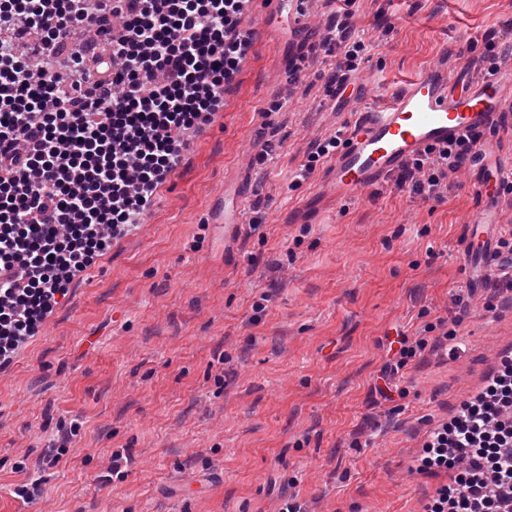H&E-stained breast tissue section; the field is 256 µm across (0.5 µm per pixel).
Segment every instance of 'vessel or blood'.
Wrapping results in <instances>:
<instances>
[{
    "label": "vessel or blood",
    "instance_id": "b4317fda",
    "mask_svg": "<svg viewBox=\"0 0 512 512\" xmlns=\"http://www.w3.org/2000/svg\"><path fill=\"white\" fill-rule=\"evenodd\" d=\"M510 99L512 71L474 77L463 70L452 79L447 64L430 66L406 80L385 107L358 113L319 179L320 199L339 204L356 198L384 185L430 149L511 129ZM496 163L486 142L468 163L481 179V204L466 225L462 250L466 283L472 288L483 287L493 274L501 195L482 173Z\"/></svg>",
    "mask_w": 512,
    "mask_h": 512
}]
</instances>
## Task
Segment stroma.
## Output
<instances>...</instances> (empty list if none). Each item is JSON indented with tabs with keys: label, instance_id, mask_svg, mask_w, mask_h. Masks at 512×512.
Masks as SVG:
<instances>
[{
	"label": "stroma",
	"instance_id": "obj_1",
	"mask_svg": "<svg viewBox=\"0 0 512 512\" xmlns=\"http://www.w3.org/2000/svg\"><path fill=\"white\" fill-rule=\"evenodd\" d=\"M369 78L337 111L320 55L297 88L287 7L262 26L224 107L178 130L182 163L139 225L72 280L0 369V512L43 454L37 512H425L452 472L420 467L428 434L512 349V299L464 282L462 242L480 197L467 168L440 197L389 182L298 223L328 158L311 143L401 83L497 31L512 0H356ZM313 170L302 180L304 164ZM240 187L245 224H218ZM409 338L407 353L389 345ZM428 348H417L419 338ZM397 363L388 397L380 370Z\"/></svg>",
	"mask_w": 512,
	"mask_h": 512
}]
</instances>
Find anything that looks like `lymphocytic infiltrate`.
Masks as SVG:
<instances>
[{
	"mask_svg": "<svg viewBox=\"0 0 512 512\" xmlns=\"http://www.w3.org/2000/svg\"><path fill=\"white\" fill-rule=\"evenodd\" d=\"M247 0H0V268L29 276L0 288V361L36 335L74 274L137 223L182 160L179 129H202L224 106L253 46ZM341 0L322 37L289 70L336 52L343 87L363 47ZM37 34L31 70L18 53ZM468 138L399 175L435 196L473 151ZM423 468L455 479L427 512H502L512 505V358L424 445Z\"/></svg>",
	"mask_w": 512,
	"mask_h": 512,
	"instance_id": "lymphocytic-infiltrate-1",
	"label": "lymphocytic infiltrate"
}]
</instances>
